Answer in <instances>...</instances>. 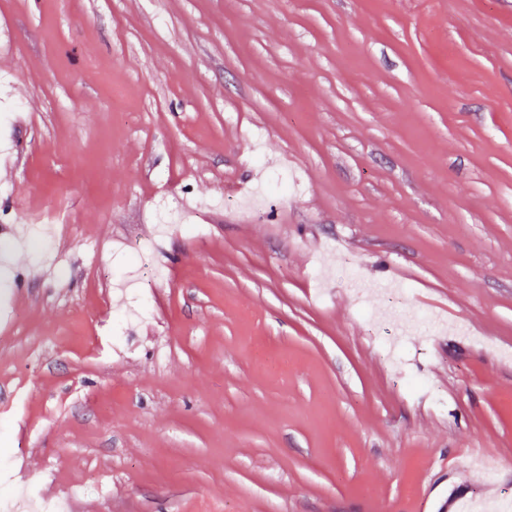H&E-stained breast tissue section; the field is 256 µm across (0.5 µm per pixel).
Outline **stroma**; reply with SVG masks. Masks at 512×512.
Masks as SVG:
<instances>
[{
	"mask_svg": "<svg viewBox=\"0 0 512 512\" xmlns=\"http://www.w3.org/2000/svg\"><path fill=\"white\" fill-rule=\"evenodd\" d=\"M1 52L0 499L512 504V0H0Z\"/></svg>",
	"mask_w": 512,
	"mask_h": 512,
	"instance_id": "stroma-1",
	"label": "stroma"
}]
</instances>
